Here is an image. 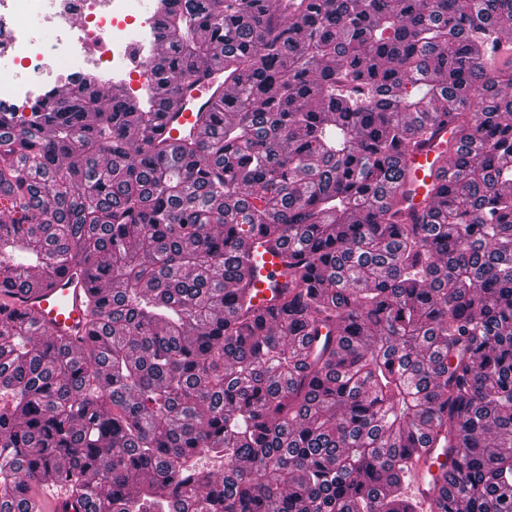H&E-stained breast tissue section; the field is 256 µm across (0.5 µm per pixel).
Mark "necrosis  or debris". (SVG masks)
<instances>
[{
    "instance_id": "necrosis-or-debris-1",
    "label": "necrosis or debris",
    "mask_w": 512,
    "mask_h": 512,
    "mask_svg": "<svg viewBox=\"0 0 512 512\" xmlns=\"http://www.w3.org/2000/svg\"><path fill=\"white\" fill-rule=\"evenodd\" d=\"M33 16L43 39L25 32ZM150 27L135 0H0V103L28 100L34 86L58 72L127 74V47L141 42Z\"/></svg>"
}]
</instances>
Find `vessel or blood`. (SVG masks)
I'll list each match as a JSON object with an SVG mask.
<instances>
[{"mask_svg": "<svg viewBox=\"0 0 512 512\" xmlns=\"http://www.w3.org/2000/svg\"><path fill=\"white\" fill-rule=\"evenodd\" d=\"M223 92L224 79L220 76L194 86L186 81L179 83L176 96L182 101V109L165 112L160 122L159 140L171 148L178 144L180 135L196 139L204 136L206 125L198 120L196 109L211 94ZM434 157V148L426 147L407 151L401 159L405 171L401 189L419 210L429 203L425 185L430 181L428 172L434 167ZM248 247L250 252L261 254L263 260L261 279L256 283L257 294L252 303L260 309L273 307L276 303L273 291L287 286L288 269L282 257L267 252L261 237H251ZM88 289L89 283L83 276L66 269L51 280L32 281L30 288L23 292L0 286V311L7 315L34 313L48 335L77 340L85 334L84 306ZM447 461L443 453L433 461L425 455L415 461L409 493L416 499L420 512H425L436 495L434 486L427 481L428 475L438 474ZM41 502L43 512H70L74 499L67 483L51 480L41 490Z\"/></svg>", "mask_w": 512, "mask_h": 512, "instance_id": "obj_1", "label": "vessel or blood"}]
</instances>
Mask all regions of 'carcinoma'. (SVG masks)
<instances>
[{"mask_svg": "<svg viewBox=\"0 0 512 512\" xmlns=\"http://www.w3.org/2000/svg\"><path fill=\"white\" fill-rule=\"evenodd\" d=\"M145 90L0 105V278L92 272L78 349L0 318V512H512V0H152ZM231 83L154 139L177 80ZM93 113L95 122H85ZM451 114L431 203L400 157ZM288 248L251 309L245 241ZM248 247L251 253H263V267L260 269V275L264 281L256 280L257 294L253 298L254 308H272L276 301L273 297V288H282L288 286V268L285 266L282 257L274 255L266 249L264 239L259 236H253L248 240ZM439 464H445L447 469L451 466V461H448L445 450L438 455L434 464L430 463V458L426 456V453L422 454L414 463L413 479L409 485V494L416 499L418 512H425L436 496L434 485L432 483L429 484L427 481V471L436 476L440 470ZM41 502L44 512H75L73 505L77 507L79 512H83L73 499L69 491L68 484L63 481L51 480L41 490Z\"/></svg>", "mask_w": 512, "mask_h": 512, "instance_id": "cac0c4a2", "label": "carcinoma"}]
</instances>
